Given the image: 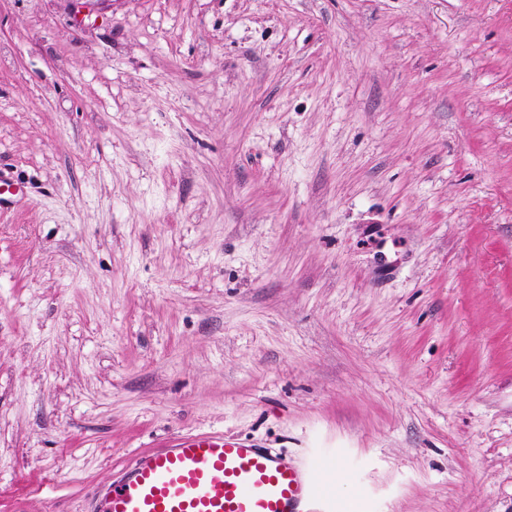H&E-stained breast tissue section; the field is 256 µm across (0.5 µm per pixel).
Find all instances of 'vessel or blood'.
Here are the masks:
<instances>
[{"instance_id": "b4317fda", "label": "vessel or blood", "mask_w": 512, "mask_h": 512, "mask_svg": "<svg viewBox=\"0 0 512 512\" xmlns=\"http://www.w3.org/2000/svg\"><path fill=\"white\" fill-rule=\"evenodd\" d=\"M324 467L313 458L302 471L220 433L186 434L133 458L101 512H303L309 500L333 498L311 479Z\"/></svg>"}]
</instances>
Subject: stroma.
<instances>
[{"mask_svg":"<svg viewBox=\"0 0 512 512\" xmlns=\"http://www.w3.org/2000/svg\"><path fill=\"white\" fill-rule=\"evenodd\" d=\"M0 178V512L217 432L512 512V0H0Z\"/></svg>","mask_w":512,"mask_h":512,"instance_id":"obj_1","label":"stroma"}]
</instances>
